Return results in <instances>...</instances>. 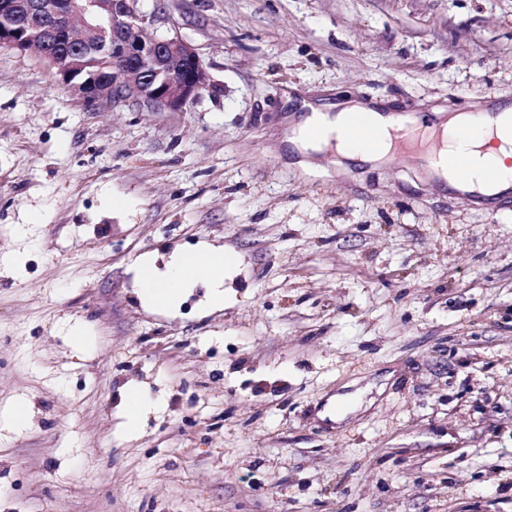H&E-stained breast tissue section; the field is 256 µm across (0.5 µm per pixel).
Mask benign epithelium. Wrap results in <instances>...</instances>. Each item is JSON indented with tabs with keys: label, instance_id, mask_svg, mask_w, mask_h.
Returning a JSON list of instances; mask_svg holds the SVG:
<instances>
[{
	"label": "benign epithelium",
	"instance_id": "benign-epithelium-1",
	"mask_svg": "<svg viewBox=\"0 0 512 512\" xmlns=\"http://www.w3.org/2000/svg\"><path fill=\"white\" fill-rule=\"evenodd\" d=\"M136 2L0 0V45L26 52L38 40L40 56L62 85L91 105L131 100L152 111L180 112L209 86L206 67L179 36H157ZM60 41L72 48L63 62L50 49ZM87 53L112 63L111 73L84 70Z\"/></svg>",
	"mask_w": 512,
	"mask_h": 512
}]
</instances>
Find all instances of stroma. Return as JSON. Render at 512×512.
Segmentation results:
<instances>
[{
    "mask_svg": "<svg viewBox=\"0 0 512 512\" xmlns=\"http://www.w3.org/2000/svg\"><path fill=\"white\" fill-rule=\"evenodd\" d=\"M137 8L206 66L183 111L0 47V512H512V203L283 143L295 90L512 104V0ZM204 243L223 308L141 301V255Z\"/></svg>",
    "mask_w": 512,
    "mask_h": 512,
    "instance_id": "stroma-1",
    "label": "stroma"
}]
</instances>
